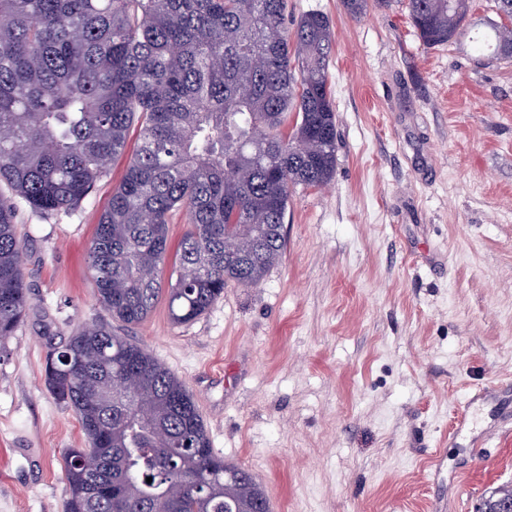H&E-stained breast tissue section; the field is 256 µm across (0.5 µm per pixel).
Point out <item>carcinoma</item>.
<instances>
[{"mask_svg": "<svg viewBox=\"0 0 512 512\" xmlns=\"http://www.w3.org/2000/svg\"><path fill=\"white\" fill-rule=\"evenodd\" d=\"M424 45L469 39L512 58V27L471 34V0H407ZM285 0H0V346L27 309L18 202L69 210L89 196L132 126L138 145L98 218L88 255L99 300L125 326L161 296L176 324L194 321L230 283L257 285L282 258L290 190L336 168L334 49L320 11L288 27ZM296 113L291 132L282 129ZM189 229L163 288L169 218ZM45 383L79 418L84 446L65 454L66 512H269L256 475L213 450L185 383L101 326L53 348ZM123 380L134 401L110 395ZM167 438L155 432L157 422ZM120 449L90 473L89 451ZM152 478L147 482L146 478Z\"/></svg>", "mask_w": 512, "mask_h": 512, "instance_id": "1", "label": "carcinoma"}]
</instances>
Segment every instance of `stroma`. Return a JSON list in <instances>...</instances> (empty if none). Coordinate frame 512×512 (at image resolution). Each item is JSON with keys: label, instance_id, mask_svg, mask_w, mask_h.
<instances>
[{"label": "stroma", "instance_id": "1", "mask_svg": "<svg viewBox=\"0 0 512 512\" xmlns=\"http://www.w3.org/2000/svg\"><path fill=\"white\" fill-rule=\"evenodd\" d=\"M312 10L335 35L336 170L292 188L286 251L258 286L228 285L187 325L163 299L112 321L88 252L125 155L75 210L20 208L28 314L0 347V512H65L83 434L45 357L93 324L185 382L272 512H476L512 487V408L452 431L471 391L512 379V58L423 45L400 0L356 19L286 0L289 20Z\"/></svg>", "mask_w": 512, "mask_h": 512}]
</instances>
